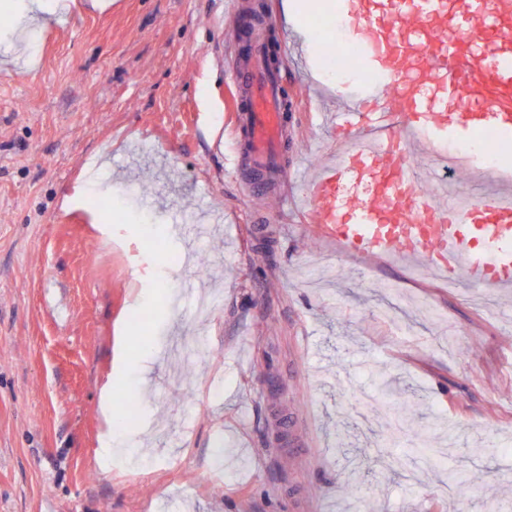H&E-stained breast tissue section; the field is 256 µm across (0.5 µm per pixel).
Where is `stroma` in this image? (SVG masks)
Instances as JSON below:
<instances>
[{
	"mask_svg": "<svg viewBox=\"0 0 512 512\" xmlns=\"http://www.w3.org/2000/svg\"><path fill=\"white\" fill-rule=\"evenodd\" d=\"M68 2L40 26L14 0L0 33V512H512V294L340 257L283 196L245 198L226 101L251 0ZM265 2L294 194L361 73L300 67L316 14ZM204 199L222 223H169ZM110 380L135 422L103 414Z\"/></svg>",
	"mask_w": 512,
	"mask_h": 512,
	"instance_id": "obj_1",
	"label": "stroma"
}]
</instances>
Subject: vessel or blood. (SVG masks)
I'll use <instances>...</instances> for the list:
<instances>
[{
    "label": "vessel or blood",
    "instance_id": "1",
    "mask_svg": "<svg viewBox=\"0 0 512 512\" xmlns=\"http://www.w3.org/2000/svg\"><path fill=\"white\" fill-rule=\"evenodd\" d=\"M345 46L370 79L337 92L348 131L302 185L306 219L349 258H397L451 284L512 289V172L463 198L450 142L512 133V0H340ZM235 160L248 197L278 172L285 116L276 70L244 48L233 66Z\"/></svg>",
    "mask_w": 512,
    "mask_h": 512
}]
</instances>
